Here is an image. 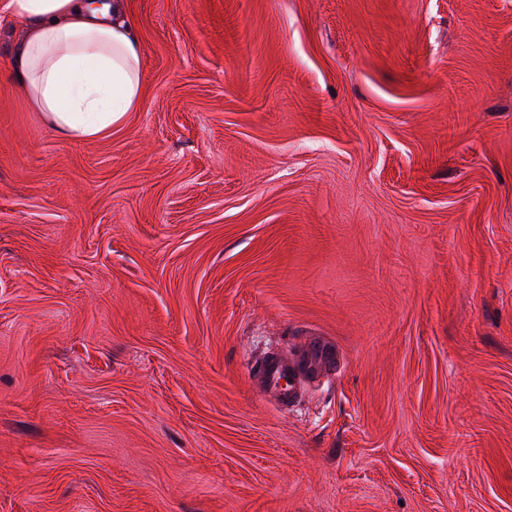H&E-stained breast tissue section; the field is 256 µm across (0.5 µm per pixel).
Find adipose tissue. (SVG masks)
Here are the masks:
<instances>
[{"mask_svg":"<svg viewBox=\"0 0 512 512\" xmlns=\"http://www.w3.org/2000/svg\"><path fill=\"white\" fill-rule=\"evenodd\" d=\"M6 8L25 22L14 75L58 133L99 135L138 105L141 54L125 0H8Z\"/></svg>","mask_w":512,"mask_h":512,"instance_id":"ef3b65f1","label":"adipose tissue"}]
</instances>
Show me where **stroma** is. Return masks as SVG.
I'll return each instance as SVG.
<instances>
[{
    "label": "stroma",
    "instance_id": "1",
    "mask_svg": "<svg viewBox=\"0 0 512 512\" xmlns=\"http://www.w3.org/2000/svg\"><path fill=\"white\" fill-rule=\"evenodd\" d=\"M5 2L0 512H512V0H127L87 139ZM338 361V351L330 341L317 337L304 359L303 367L294 359L273 355L264 359L254 372L263 389L273 395L281 408H288L297 395V381L315 378L332 370Z\"/></svg>",
    "mask_w": 512,
    "mask_h": 512
}]
</instances>
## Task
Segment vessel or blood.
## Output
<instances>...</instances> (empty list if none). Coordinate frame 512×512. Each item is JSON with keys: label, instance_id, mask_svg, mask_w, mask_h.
Returning a JSON list of instances; mask_svg holds the SVG:
<instances>
[{"label": "vessel or blood", "instance_id": "vessel-or-blood-1", "mask_svg": "<svg viewBox=\"0 0 512 512\" xmlns=\"http://www.w3.org/2000/svg\"><path fill=\"white\" fill-rule=\"evenodd\" d=\"M338 351L333 343L318 337L311 344L304 361L273 355L264 359L255 373L263 389L273 395L280 407H287L297 395L300 378H315L335 368Z\"/></svg>", "mask_w": 512, "mask_h": 512}]
</instances>
